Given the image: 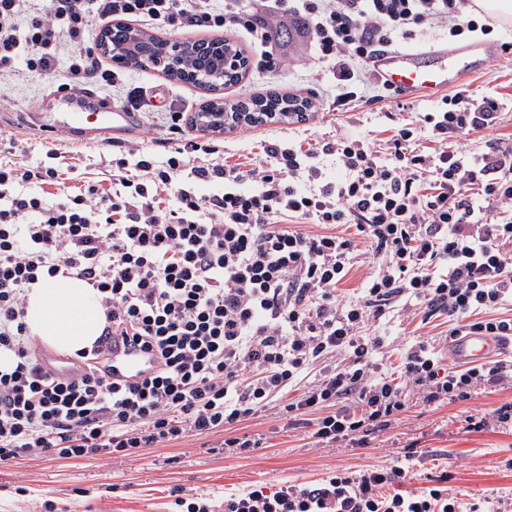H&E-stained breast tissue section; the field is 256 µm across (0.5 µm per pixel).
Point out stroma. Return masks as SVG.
I'll use <instances>...</instances> for the list:
<instances>
[{"label":"stroma","mask_w":512,"mask_h":512,"mask_svg":"<svg viewBox=\"0 0 512 512\" xmlns=\"http://www.w3.org/2000/svg\"><path fill=\"white\" fill-rule=\"evenodd\" d=\"M270 51L280 56L276 72L243 73L236 83L211 91L170 80L154 66L131 67L117 84L95 81L88 89L121 106L127 90H139L144 106L136 113V125L126 134H106L94 143H77L43 132L34 123L39 105L61 83L60 74L27 73L5 86L0 103V141L22 138L31 164L47 162L57 151L64 162L75 165L72 186L84 182L110 183L111 160L126 146L145 147L155 161H164L168 111L194 117L212 100L224 104L246 102L270 92L292 94L303 87L311 108L305 120L239 125L223 132L193 129L202 141L224 146V161L245 166L258 158L265 144L278 140L309 149L316 142L353 137L371 143L389 138L395 129L410 123L418 113L438 110L436 100L410 102L397 109L392 100L357 102L351 108L336 103V81L331 73L315 76L310 37L290 16L269 17ZM473 97L485 95L512 100V52L486 63L464 83ZM444 317L421 321L398 312L382 320L391 363H398L400 348L423 339L444 338ZM512 402V388L492 387L471 400L451 404H425L411 400L395 428L371 435L364 448L319 444L302 429L289 427L284 415L257 414L238 426L240 434L261 445L242 453L221 449L223 434L190 435L165 446L147 449L138 461L124 458L79 460L51 457L23 458L0 465V512H180L178 496L203 494L222 503L225 493L273 486L282 482L307 483L339 469L358 470L383 466L414 451L407 482L409 489L430 486L432 479L447 476L452 494L469 503L484 499L493 503L512 498V433L499 430L476 432L466 424L468 416L480 417Z\"/></svg>","instance_id":"1"}]
</instances>
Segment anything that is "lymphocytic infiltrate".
<instances>
[{"instance_id": "1", "label": "lymphocytic infiltrate", "mask_w": 512, "mask_h": 512, "mask_svg": "<svg viewBox=\"0 0 512 512\" xmlns=\"http://www.w3.org/2000/svg\"><path fill=\"white\" fill-rule=\"evenodd\" d=\"M470 0H0V85L18 67L63 70L65 90L114 82L88 45L92 20L153 32L245 31L263 50L258 73L277 66L264 15L301 18L317 63L332 67L336 103L357 101L372 60L426 26L475 31ZM67 67H60V57ZM436 112L397 129L384 146L339 137L316 155L342 176L323 179L302 151L265 146L251 168L225 165L171 113L176 147L165 166L116 159L110 188L66 186L60 169L24 160L0 165V462L22 457L140 459L143 449L225 432L223 447L252 442L229 431L285 408L322 443L363 444L386 431L411 396L471 399L512 386V361L448 367L434 343L383 367L385 341L370 327L390 311L446 316L448 337H512V145L477 151L472 133L494 130L499 103L460 90ZM222 184L202 196L200 183ZM172 192L165 203L163 192ZM371 263L358 294L341 291ZM76 275L105 314L82 367L66 375L37 357L26 292L43 277ZM156 351L155 372L113 381L115 339ZM404 463L337 471L224 497L223 512H479L447 487L405 490Z\"/></svg>"}]
</instances>
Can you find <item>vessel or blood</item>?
I'll use <instances>...</instances> for the list:
<instances>
[{
	"mask_svg": "<svg viewBox=\"0 0 512 512\" xmlns=\"http://www.w3.org/2000/svg\"><path fill=\"white\" fill-rule=\"evenodd\" d=\"M498 51V45L476 43L442 49L391 50L376 58L373 66L378 76L401 96L428 100L462 84ZM55 100L60 111L47 119L44 127L60 136L77 135L87 142L104 134L125 131L134 120L133 113L118 111L108 102L98 111H87L78 97L63 90L57 92ZM503 349L498 337L471 333L449 346L448 357L457 362L487 361L499 357ZM154 365L152 355L139 347L119 344L112 349L113 380L143 379L151 374Z\"/></svg>",
	"mask_w": 512,
	"mask_h": 512,
	"instance_id": "1",
	"label": "vessel or blood"
}]
</instances>
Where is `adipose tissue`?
Returning <instances> with one entry per match:
<instances>
[{
	"mask_svg": "<svg viewBox=\"0 0 512 512\" xmlns=\"http://www.w3.org/2000/svg\"><path fill=\"white\" fill-rule=\"evenodd\" d=\"M104 321L96 290L80 279H45L28 293L25 322L32 337L60 351L91 347Z\"/></svg>",
	"mask_w": 512,
	"mask_h": 512,
	"instance_id": "adipose-tissue-1",
	"label": "adipose tissue"
}]
</instances>
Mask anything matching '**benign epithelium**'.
<instances>
[{
    "label": "benign epithelium",
    "mask_w": 512,
    "mask_h": 512,
    "mask_svg": "<svg viewBox=\"0 0 512 512\" xmlns=\"http://www.w3.org/2000/svg\"><path fill=\"white\" fill-rule=\"evenodd\" d=\"M144 45V37L126 27L111 28L106 30V35L97 41V48L107 53L115 51L123 53L126 48L136 52ZM193 50L198 57V63L192 77L216 79H235L239 77L247 67L244 56L232 47H223L220 43L211 45H196L189 47L181 42H164L154 56L155 64L164 67L168 71L183 68L188 51ZM305 107L297 104L288 107L286 112H266L256 115L254 112H200L195 117V122L207 130H219L227 126L239 124L245 120L250 121L257 117L265 119H283L288 117H303Z\"/></svg>",
    "instance_id": "1"
}]
</instances>
